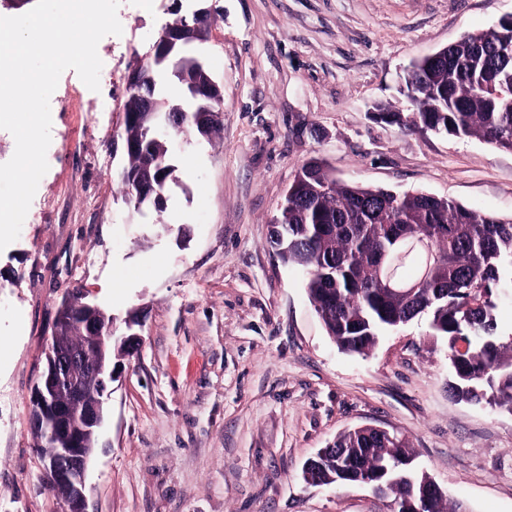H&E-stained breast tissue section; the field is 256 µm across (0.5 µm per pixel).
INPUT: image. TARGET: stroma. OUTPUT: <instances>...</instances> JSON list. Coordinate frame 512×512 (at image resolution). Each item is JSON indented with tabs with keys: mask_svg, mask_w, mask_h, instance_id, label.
<instances>
[{
	"mask_svg": "<svg viewBox=\"0 0 512 512\" xmlns=\"http://www.w3.org/2000/svg\"><path fill=\"white\" fill-rule=\"evenodd\" d=\"M199 50L224 89L220 130L170 138L178 181L134 211L112 137L137 55L174 0H122L99 91L74 70L50 100L49 169L17 241L0 251V512H61L29 428L31 387L74 291L139 323L112 382L87 484L89 512H388L365 487L302 470L359 426L405 437L415 466L468 512H512V415L458 401L427 319L366 356L326 335L270 245L271 220L314 158L344 181L425 192L512 216V151L407 132L413 61L489 28L512 0H216ZM109 100L111 111L98 109Z\"/></svg>",
	"mask_w": 512,
	"mask_h": 512,
	"instance_id": "stroma-1",
	"label": "stroma"
}]
</instances>
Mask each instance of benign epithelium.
<instances>
[{"mask_svg":"<svg viewBox=\"0 0 512 512\" xmlns=\"http://www.w3.org/2000/svg\"><path fill=\"white\" fill-rule=\"evenodd\" d=\"M210 9L198 7L187 16V22L165 30L161 38L145 56L161 63L164 54L176 47L196 43L199 29H207ZM186 94L197 103L196 120L202 135L219 117L212 96L223 99L221 88L210 82L205 87L191 86ZM125 96L137 99L144 112L154 113L156 82L142 76L139 67L131 69L125 87ZM138 188L140 205H146L162 195L165 181L153 184L139 176L132 177ZM83 320L86 343L80 350L68 347L63 341L73 317ZM116 317L98 305L79 300L63 299L57 311L54 332L45 343V366L33 385L30 397V424L36 439L37 453L43 452L47 439H54V453L46 459L45 477L66 487L63 512H87L89 488L87 473L99 448L100 428L106 417L108 385L113 381L116 367L112 350L123 346L124 351H135L139 334L116 335ZM93 378L96 391L88 392L86 380Z\"/></svg>","mask_w":512,"mask_h":512,"instance_id":"7a95c632","label":"benign epithelium"}]
</instances>
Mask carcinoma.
Wrapping results in <instances>:
<instances>
[{"instance_id": "obj_1", "label": "carcinoma", "mask_w": 512, "mask_h": 512, "mask_svg": "<svg viewBox=\"0 0 512 512\" xmlns=\"http://www.w3.org/2000/svg\"><path fill=\"white\" fill-rule=\"evenodd\" d=\"M207 77L183 60L159 87L160 112L147 117L135 100L124 103L120 136L139 142L187 85ZM404 94L408 112L380 116L512 151V24L500 20L416 61ZM167 146L151 142L124 156L131 202L132 176L172 177ZM270 243L284 263L304 270L309 299L339 349L367 353L386 332L428 315L431 335L448 342L451 393L512 414V336L497 333L495 315L499 299L512 296V218L428 193L351 184L312 159L288 188ZM412 459L405 438L361 426L337 435L303 476L336 486L367 478L398 512H411L427 481Z\"/></svg>"}]
</instances>
